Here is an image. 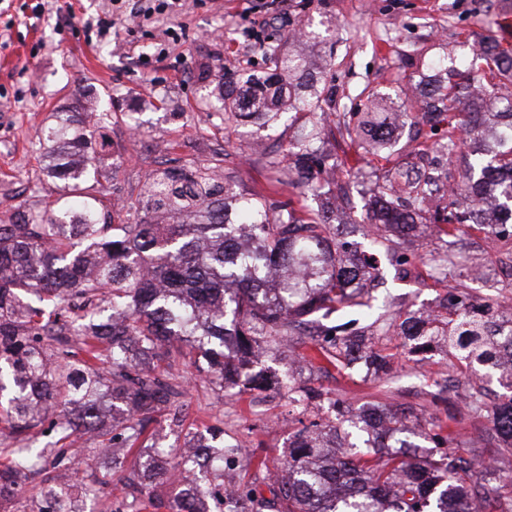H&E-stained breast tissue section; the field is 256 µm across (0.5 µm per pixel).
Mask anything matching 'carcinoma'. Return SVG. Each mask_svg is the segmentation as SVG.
I'll return each instance as SVG.
<instances>
[{
    "mask_svg": "<svg viewBox=\"0 0 512 512\" xmlns=\"http://www.w3.org/2000/svg\"><path fill=\"white\" fill-rule=\"evenodd\" d=\"M297 47L262 49V65L226 71L218 83L227 121L276 131L301 124L300 134L263 154L270 190L235 191L219 165L186 162L148 175L129 202L135 224L112 223L98 195L110 168L87 152L90 138L75 115L56 113L40 128L48 175L64 182L42 216L17 211L0 224V512H86L84 502L120 475L115 512H473L480 496L493 512L512 501L481 483L474 457L453 451L458 432L439 416L446 398L430 394L419 411L430 428L423 438L439 452L417 459L402 436L407 414L348 415L342 455L321 452L336 425L313 420L297 430L280 465L288 479L274 499L249 481L224 487V469L192 483L188 496L163 499L159 481L176 467L156 458L125 472L123 449L144 435L161 407L179 422L185 388L170 370L186 366L219 391L288 389L307 406L323 392L294 374L271 379L257 368L261 354L306 336L318 355L348 368L362 365L380 378L390 361L360 347L365 327L346 309L373 308L367 284H386V269L352 261L357 243L344 237L353 189L365 198L366 236L384 250L394 278L420 274L425 254L401 246L421 236L439 240L465 227L483 229L512 245V48L494 33L481 37L464 61L446 55L418 72L426 110L412 114L398 97L370 91L366 102L336 109L332 60L316 62ZM418 128L396 148L397 133ZM466 181H449L463 148ZM297 199L276 198L278 186ZM462 267L449 249L434 266L444 282ZM483 305L454 288L421 319L396 313L388 328L414 352L442 336L458 359L471 354L497 365L498 342L482 319ZM483 440L512 446V418L489 411ZM197 442L209 461L245 453L209 426ZM82 434L107 459L98 472L76 468L70 450Z\"/></svg>",
    "mask_w": 512,
    "mask_h": 512,
    "instance_id": "obj_1",
    "label": "carcinoma"
}]
</instances>
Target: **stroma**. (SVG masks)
<instances>
[{"instance_id": "1", "label": "stroma", "mask_w": 512, "mask_h": 512, "mask_svg": "<svg viewBox=\"0 0 512 512\" xmlns=\"http://www.w3.org/2000/svg\"><path fill=\"white\" fill-rule=\"evenodd\" d=\"M150 15H131L111 0H0V221L19 210L44 211L60 194L61 182L49 177L37 131L56 112L78 111L94 98L112 102V116L95 126L92 148L112 165L106 196L127 201L145 188L155 169L184 161L211 165L222 161L236 189L266 187V171L253 152L265 131L227 132L221 103L212 96L202 71L248 69L260 64V45L287 47L288 37L306 25L322 51L336 62V80L345 93L371 87L397 94L411 65L429 59L440 47L456 55L474 48L481 20L512 16V0H147ZM74 12L76 22L61 19ZM111 12L113 35L92 37L87 25ZM455 251L466 257L459 282L482 302L512 298V281L497 277L505 249L485 234L467 231ZM443 284L428 274L389 281L375 290L377 301L420 315L442 294ZM370 345L390 354L398 376L390 403L396 408L425 403L427 381L448 384L447 409L461 431L456 445L467 454L488 417L471 414L467 395L479 389L487 404H503L512 388L495 371L468 368L447 343L410 355L393 336H370ZM183 381L182 425L160 410L128 455L138 468L146 453L177 454L190 432H203L215 418L224 420V438L245 437L248 454L236 460L238 475L255 474L254 459L276 461L288 449L298 419L335 420L334 402L356 411L379 403L376 381L363 371L333 364L299 381L328 392V399L304 412L292 411L286 391L239 395L214 392L193 371L175 369Z\"/></svg>"}]
</instances>
